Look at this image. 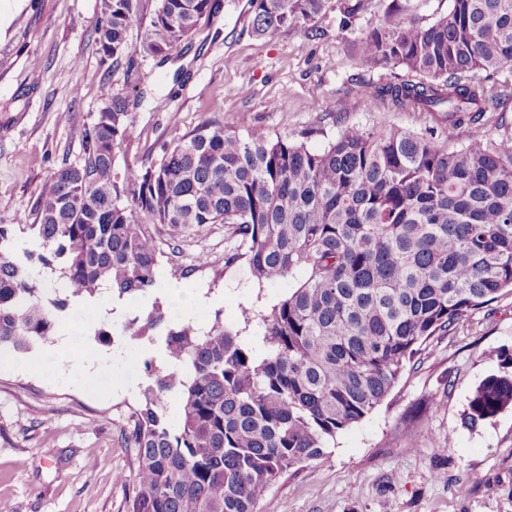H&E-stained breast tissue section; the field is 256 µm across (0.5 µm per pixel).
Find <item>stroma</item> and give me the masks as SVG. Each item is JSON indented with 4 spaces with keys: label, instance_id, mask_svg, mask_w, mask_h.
Instances as JSON below:
<instances>
[{
    "label": "stroma",
    "instance_id": "1",
    "mask_svg": "<svg viewBox=\"0 0 512 512\" xmlns=\"http://www.w3.org/2000/svg\"><path fill=\"white\" fill-rule=\"evenodd\" d=\"M389 2L371 0L346 34L329 12L315 30L291 26L263 38L251 30L248 0H215L165 61L138 57L109 72L95 43L99 0H0V224L34 223L37 188L80 162L83 130L109 94L128 99L134 121L133 138L113 151L119 175L158 162L163 146L228 114L273 135L309 131L315 149L348 124L423 129L424 113L392 112L370 98L405 70L368 68L358 57L361 33L382 22ZM157 241L158 288L201 293L200 310L223 311L226 325L289 289L258 286L245 263L225 266L234 242L223 225L176 235L161 225ZM201 254L207 266H198ZM121 305L108 319L113 344H99L82 324L85 304L61 320L64 349L53 337L25 352L0 349V512H127L134 486L118 484L116 473L132 472L135 451L121 434L148 383L145 361L165 357L160 344L124 334L148 300ZM504 349H512V291L433 342L380 406L330 440L326 461L279 478L265 512H512V407L475 427L463 421ZM70 353L92 360L90 374L69 369ZM464 478L469 489L457 493Z\"/></svg>",
    "mask_w": 512,
    "mask_h": 512
}]
</instances>
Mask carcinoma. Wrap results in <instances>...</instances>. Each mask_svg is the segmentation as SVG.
<instances>
[{
    "label": "carcinoma",
    "mask_w": 512,
    "mask_h": 512,
    "mask_svg": "<svg viewBox=\"0 0 512 512\" xmlns=\"http://www.w3.org/2000/svg\"><path fill=\"white\" fill-rule=\"evenodd\" d=\"M369 2L249 0L250 25L271 37L311 30L330 11L348 32ZM212 7L158 0L131 48L137 0H100V65L167 57ZM358 53L369 68L408 73L376 87L375 99L427 112L432 124L347 125L314 151L226 115L119 182L112 150L132 138L133 120L116 95L85 127L80 163L37 188L35 223L0 224V346L16 351L104 289L152 293L159 224H222L237 243L224 266L245 261L260 286L295 282L277 302L242 309L240 328L220 310L206 328L175 321L157 300L128 320L125 334L161 341L167 363H145L150 383L124 434L136 457L127 512H261L274 482L324 461L330 439L382 404L424 345L512 290V132L494 135L484 121L512 97L511 85L490 83L512 63V0H452L428 26L393 4ZM19 233L32 248L18 251ZM42 270L62 282L53 296ZM500 362L473 390L465 424L512 407V351ZM168 394L180 403L175 425Z\"/></svg>",
    "instance_id": "cac0c4a2"
}]
</instances>
